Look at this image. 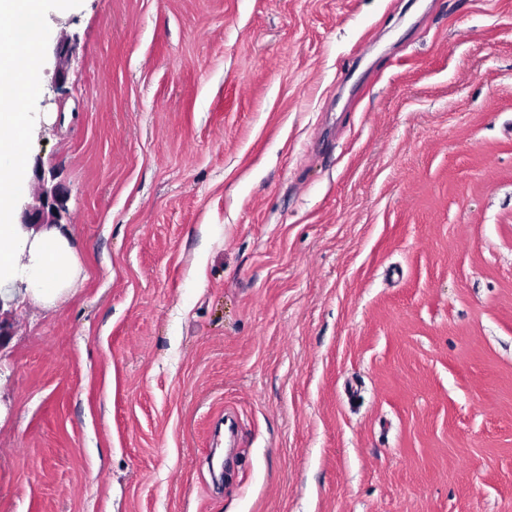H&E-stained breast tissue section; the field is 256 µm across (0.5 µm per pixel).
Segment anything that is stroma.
Masks as SVG:
<instances>
[{
    "label": "stroma",
    "mask_w": 512,
    "mask_h": 512,
    "mask_svg": "<svg viewBox=\"0 0 512 512\" xmlns=\"http://www.w3.org/2000/svg\"><path fill=\"white\" fill-rule=\"evenodd\" d=\"M33 29L78 270L0 307V512H512V0Z\"/></svg>",
    "instance_id": "1"
}]
</instances>
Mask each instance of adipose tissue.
<instances>
[{"label": "adipose tissue", "mask_w": 512, "mask_h": 512, "mask_svg": "<svg viewBox=\"0 0 512 512\" xmlns=\"http://www.w3.org/2000/svg\"><path fill=\"white\" fill-rule=\"evenodd\" d=\"M45 0H0V13L18 18L14 30L0 31V289L16 281L34 295L52 300L70 288L77 261L60 229L23 231L9 223L15 192L25 180L22 144L30 117L21 103L39 78V37L26 24Z\"/></svg>", "instance_id": "obj_1"}]
</instances>
